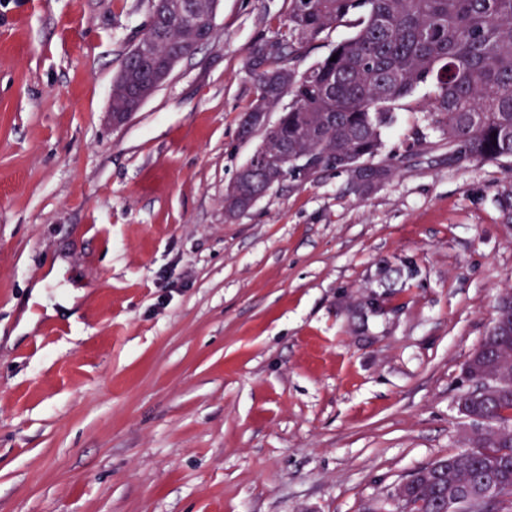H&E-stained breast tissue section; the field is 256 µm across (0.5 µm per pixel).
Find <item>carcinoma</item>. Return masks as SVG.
Masks as SVG:
<instances>
[{
  "label": "carcinoma",
  "mask_w": 512,
  "mask_h": 512,
  "mask_svg": "<svg viewBox=\"0 0 512 512\" xmlns=\"http://www.w3.org/2000/svg\"><path fill=\"white\" fill-rule=\"evenodd\" d=\"M288 33L273 39L278 52L254 46L248 60L258 96L250 107L266 110L291 97L279 122L262 131L255 154L265 158L240 175L224 195L233 217L250 208L248 196L269 184L305 183L297 162L314 173L344 171L370 163L392 177L405 156L382 155L383 132L394 121L396 102L431 84L425 109L432 130L458 160L512 163V0H289ZM216 0H151L148 26L139 40L157 63L192 56L215 35ZM354 15L355 32L317 64L299 71L286 56L299 53L336 22ZM336 61H330L331 57ZM136 66L112 85V111L131 112L137 99L126 85L147 81ZM497 136H491V133ZM486 360L512 358V308L496 312L480 343ZM467 408L487 435L433 461L407 479L409 512H443L447 498L495 490L492 512H512V377Z\"/></svg>",
  "instance_id": "1"
}]
</instances>
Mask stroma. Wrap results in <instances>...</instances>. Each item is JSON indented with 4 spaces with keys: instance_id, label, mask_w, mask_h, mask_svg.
Wrapping results in <instances>:
<instances>
[{
    "instance_id": "35a3bbf8",
    "label": "stroma",
    "mask_w": 512,
    "mask_h": 512,
    "mask_svg": "<svg viewBox=\"0 0 512 512\" xmlns=\"http://www.w3.org/2000/svg\"><path fill=\"white\" fill-rule=\"evenodd\" d=\"M288 14L220 0L115 127L150 0H0V512H393L466 443L512 168L450 157L423 86L384 136L390 181L287 180L228 219L261 142L239 135L248 59ZM122 70L123 75L120 81L116 83L115 79L112 85V98L108 114L113 125L124 123L152 95L143 97L141 103L135 109L138 101L127 93L126 85L145 82L148 79V75L137 66H131V64L128 63L124 69L122 67L120 68L117 78L121 75ZM479 356L480 353L469 356L463 365V373L469 383L468 388L463 392L466 398L486 394L493 389L495 385L493 380L499 381L500 373L490 372L485 365L477 361Z\"/></svg>"
}]
</instances>
